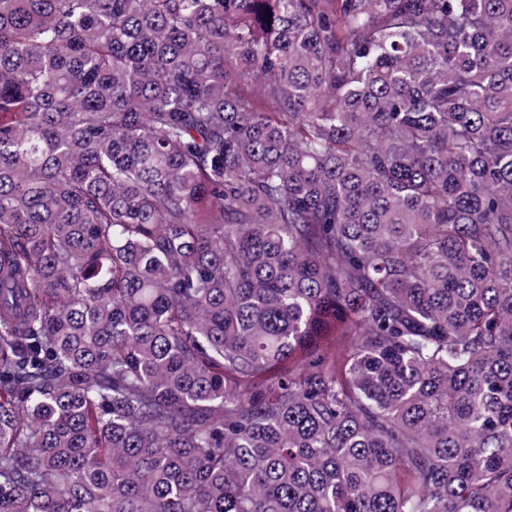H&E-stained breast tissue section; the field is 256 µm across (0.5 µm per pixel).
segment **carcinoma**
I'll return each mask as SVG.
<instances>
[{"instance_id": "1", "label": "carcinoma", "mask_w": 512, "mask_h": 512, "mask_svg": "<svg viewBox=\"0 0 512 512\" xmlns=\"http://www.w3.org/2000/svg\"><path fill=\"white\" fill-rule=\"evenodd\" d=\"M0 512H512V0H0Z\"/></svg>"}]
</instances>
